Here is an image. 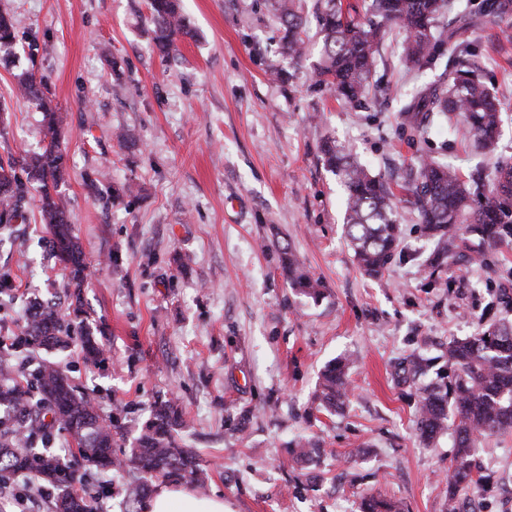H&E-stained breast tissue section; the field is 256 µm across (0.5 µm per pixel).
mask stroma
I'll list each match as a JSON object with an SVG mask.
<instances>
[{"label": "stroma", "instance_id": "stroma-1", "mask_svg": "<svg viewBox=\"0 0 512 512\" xmlns=\"http://www.w3.org/2000/svg\"><path fill=\"white\" fill-rule=\"evenodd\" d=\"M313 3L304 2L308 51L295 65L255 0H182L190 33L167 56L143 22L147 0H0L20 36L39 44L35 60L0 63V154L43 145L40 113L13 92L18 70L35 65L66 117L60 192L89 265L82 318L103 348L86 363L76 336L58 357L122 426L114 456L129 455L155 403L168 401L187 422L181 446L208 474L206 496L223 497L228 512H358L367 492L405 512H447L451 437L422 441L392 365L512 321V244L489 250L488 265L452 262L428 276L432 244L404 204L396 255L381 277L364 275L343 232L345 190L320 147L335 139L394 186L423 159L465 174L512 163V41L500 36L512 14L471 37L503 115L488 152L440 121L422 133L403 124L402 108L443 65H402L393 40L378 47V88L364 106L316 85ZM125 184L133 193L115 195ZM281 246L320 279L319 299L289 287ZM3 272L13 283L0 298L9 335L23 331L31 300L73 301L38 209L0 247ZM339 356L355 359L349 398L339 412L316 410L319 373ZM302 440L321 446L318 464L294 459ZM52 446L108 512H127L131 482H164L87 468L61 430ZM474 463L476 512H512V432L484 440Z\"/></svg>", "mask_w": 512, "mask_h": 512}]
</instances>
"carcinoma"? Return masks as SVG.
I'll use <instances>...</instances> for the list:
<instances>
[{
    "label": "carcinoma",
    "instance_id": "cac0c4a2",
    "mask_svg": "<svg viewBox=\"0 0 512 512\" xmlns=\"http://www.w3.org/2000/svg\"><path fill=\"white\" fill-rule=\"evenodd\" d=\"M283 30L282 53L293 61L307 51L305 18L301 0H264ZM448 6L447 0H372L367 17L360 20L344 10L342 0H314V15L321 34L320 62L313 77L316 84L336 93L344 104L358 106L367 98L376 70L378 44L389 35L399 38L400 59L406 65L434 63L441 56L443 40L432 23ZM512 11V0H484L477 13H463L448 30L456 54L445 64L438 83L419 92L402 109V118L423 129L434 115L448 119L455 132L477 147L492 151L503 123L497 97L484 75L470 59V36L479 30L500 26ZM145 22L152 27L153 42L163 54L189 31L179 0H148ZM18 32L13 15L0 9V57L14 56ZM20 96L44 115L48 143L38 153L0 158V247L11 242L17 225L28 221L33 192H39L42 223L47 243L64 269L68 286L80 298L87 278L84 253L71 232L66 206L59 192L64 181V153L58 141L65 120L46 96L47 84L36 70L16 75ZM322 160L345 188L346 239L358 265L369 276L382 275L397 250L401 228L396 196L382 176L366 170L343 145L324 140ZM409 204L417 213L423 234L433 243L425 261L431 272L448 261L483 257L484 249L512 242V165L498 166L486 183L469 180L451 165L422 162L405 185ZM479 239L477 247L470 238ZM281 268L288 284L299 293L318 299L320 282L304 270L289 249H282ZM16 348L30 352L44 346H63L73 324L53 304L35 302ZM83 351L96 362L101 345L83 331ZM447 357L451 374L437 382L420 383L441 357ZM349 361L339 358L321 374L318 399L332 413L348 397ZM397 382L415 389L419 412L418 429L430 443L451 431L455 448L448 465V512H465L462 496L477 491L472 456L481 442L512 432V322L495 323L486 329L448 344L443 355L427 356L417 350L394 367ZM0 482L4 474L24 472L34 480H46L61 489L56 512H97L95 501L69 489L70 472L51 450L52 430L67 432L88 467L120 466L130 471L158 473L166 478L190 475L199 489L205 488L204 471L195 456L179 446L175 430L184 425L170 402L158 405L135 439L132 453L112 455L120 427L102 418L93 403L69 383L56 361L43 359L30 377L18 379L0 364ZM322 448L314 442L297 444L296 460L309 463ZM362 512H401L398 505L371 493L361 500Z\"/></svg>",
    "mask_w": 512,
    "mask_h": 512
}]
</instances>
